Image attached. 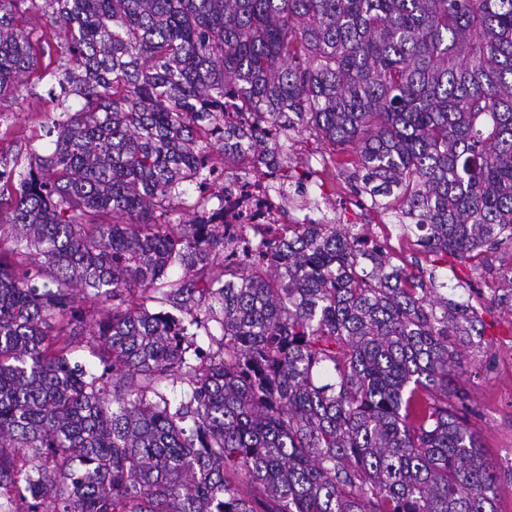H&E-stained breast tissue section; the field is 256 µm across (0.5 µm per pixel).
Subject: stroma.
<instances>
[{
    "instance_id": "stroma-1",
    "label": "stroma",
    "mask_w": 512,
    "mask_h": 512,
    "mask_svg": "<svg viewBox=\"0 0 512 512\" xmlns=\"http://www.w3.org/2000/svg\"><path fill=\"white\" fill-rule=\"evenodd\" d=\"M52 76L29 78L13 96L0 102V153L12 157L29 151L42 154L54 148L46 130L59 116L49 100ZM358 230L371 239L386 228L394 235L386 247L394 265L408 272L436 271L447 277L451 298L471 300L481 320L476 345L463 359L458 381L470 398L469 419L487 457L501 474L498 512H512V306L502 302L501 278L512 270V245L502 244L483 254L479 262L452 255L437 257L420 248L414 238L398 235L394 210L372 207L363 200Z\"/></svg>"
}]
</instances>
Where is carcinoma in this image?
<instances>
[{
  "instance_id": "cac0c4a2",
  "label": "carcinoma",
  "mask_w": 512,
  "mask_h": 512,
  "mask_svg": "<svg viewBox=\"0 0 512 512\" xmlns=\"http://www.w3.org/2000/svg\"><path fill=\"white\" fill-rule=\"evenodd\" d=\"M17 2L0 0V101L44 52ZM42 10L66 33L54 149L20 172L0 153V487L27 512H498L454 386L480 319L448 283L352 224H300L250 265L158 218L226 151L227 96L354 152L356 190L398 200L425 252L512 243V0ZM269 135L244 150L282 149ZM84 342L102 374L71 361Z\"/></svg>"
}]
</instances>
